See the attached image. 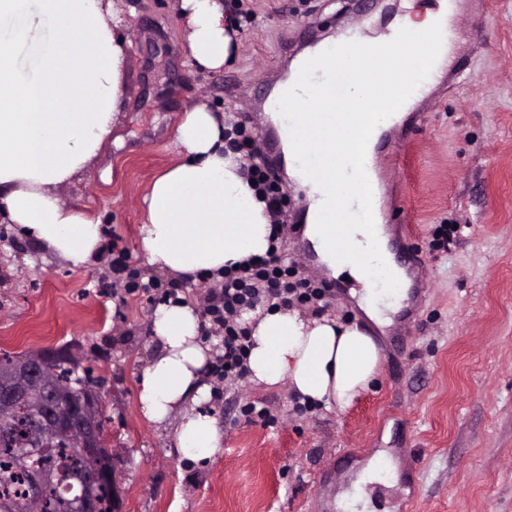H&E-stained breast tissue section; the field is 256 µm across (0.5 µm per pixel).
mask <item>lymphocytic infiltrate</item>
Masks as SVG:
<instances>
[{
  "mask_svg": "<svg viewBox=\"0 0 512 512\" xmlns=\"http://www.w3.org/2000/svg\"><path fill=\"white\" fill-rule=\"evenodd\" d=\"M232 131L238 151L249 161V179L254 180L258 192L266 200L274 227H282L284 220L279 201L284 195V187L280 179L270 165L260 168L253 165L254 140L245 127L237 124ZM283 249L281 236H274L266 257L225 271L220 288L211 290L206 298L204 316L210 332L220 337L223 347V354L213 363L211 372L224 382H239L246 377L244 361L249 349V334L239 320L244 308L261 303L284 309L296 304L312 306L331 293L320 280L297 277L294 266L284 260Z\"/></svg>",
  "mask_w": 512,
  "mask_h": 512,
  "instance_id": "obj_1",
  "label": "lymphocytic infiltrate"
}]
</instances>
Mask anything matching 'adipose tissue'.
<instances>
[{"label":"adipose tissue","mask_w":512,"mask_h":512,"mask_svg":"<svg viewBox=\"0 0 512 512\" xmlns=\"http://www.w3.org/2000/svg\"><path fill=\"white\" fill-rule=\"evenodd\" d=\"M180 8L193 65L221 70L234 28L222 0H180ZM122 24L108 17L103 0H0V221L76 267L102 254V223L62 204L56 189L95 161L112 135L124 96ZM224 130L223 113L203 104L177 128L181 159L152 182L139 228L157 271L185 281L219 278L269 249L272 217ZM242 319L250 330V381L287 383L300 402L347 407L379 372V349L358 328L281 308L247 309ZM152 332L140 413L159 426L176 421L180 458L211 459L222 433L201 409L212 396L201 319L188 302L163 303L152 314Z\"/></svg>","instance_id":"1"}]
</instances>
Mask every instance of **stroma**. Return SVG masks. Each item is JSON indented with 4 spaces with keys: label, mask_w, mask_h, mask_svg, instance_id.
Listing matches in <instances>:
<instances>
[{
    "label": "stroma",
    "mask_w": 512,
    "mask_h": 512,
    "mask_svg": "<svg viewBox=\"0 0 512 512\" xmlns=\"http://www.w3.org/2000/svg\"><path fill=\"white\" fill-rule=\"evenodd\" d=\"M240 27L221 70L190 62L176 0H114L126 17L125 94L100 158L56 190L61 202L99 217L140 282L159 279L138 229L153 180L179 159L177 127L203 103L233 108L265 142L263 100L309 30L337 36L358 23L367 41L396 18L435 10L437 0H226ZM470 19L454 60L461 83L437 82L417 103L421 118L387 132L401 156L404 223L431 289L405 348L390 344L355 298L335 295L304 317L327 316L375 337L374 386L345 409L299 404L286 384L211 380L206 411L224 430L220 452L193 463L175 452L173 427L147 422L141 374L154 350L145 294H129L112 251L75 268L0 223V354L66 349L102 391L106 443L117 453L122 512H340L378 452L396 483L368 485L377 512H512V0H466ZM446 241H439V231ZM266 407L278 423H249L242 408Z\"/></svg>",
    "instance_id": "obj_1"
}]
</instances>
